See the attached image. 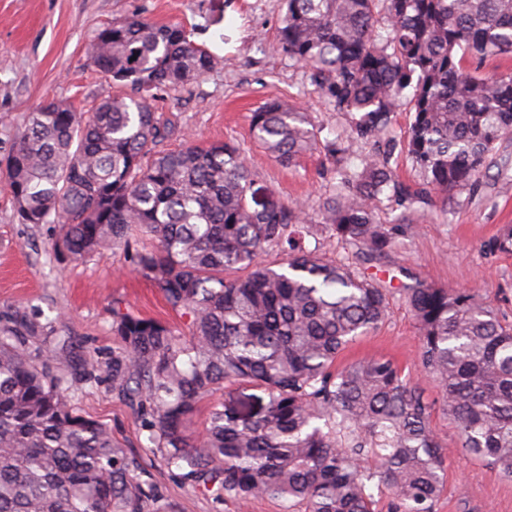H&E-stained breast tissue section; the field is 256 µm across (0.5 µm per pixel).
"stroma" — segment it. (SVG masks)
<instances>
[{"label":"stroma","instance_id":"35a3bbf8","mask_svg":"<svg viewBox=\"0 0 512 512\" xmlns=\"http://www.w3.org/2000/svg\"><path fill=\"white\" fill-rule=\"evenodd\" d=\"M282 14V0H0V169L28 112L43 102L62 100L85 111L101 97L126 93V86L89 65L91 40L99 29L139 17L181 25L192 41L220 60L190 84L153 91L150 102L169 123L161 150L193 142L234 144L255 180L284 201L317 207L340 182L328 147L333 134H341L353 166L377 147L352 138L350 114L336 111L308 72L283 53L278 38ZM272 100L301 105L319 132L317 146L288 166L270 157L251 132L252 112ZM410 120V104L402 102L392 121L398 146L390 159L396 181L410 196L381 197L376 217L389 226L401 217L412 219L411 236L398 250L367 263L366 271L397 286L413 274L439 288L473 290L512 324V254L495 245L501 228L512 225V172L489 169L479 181L434 196L432 205L421 204L428 187L404 146ZM58 234L55 224L19 223L0 180V312L19 310L40 323H54L58 333L75 337L82 357L102 362L111 360L115 345L114 303L132 315L186 330L188 317L167 306L158 288L134 271L130 251L117 248L102 258L73 262L55 253ZM419 349L413 316L394 298L382 325L346 348L337 363L370 356L392 359L436 401L440 390L423 378ZM264 397L252 385L226 384L212 402L201 404L188 432L202 433L211 404L255 406ZM76 403L139 458L148 479L163 488L177 512H281L268 499L215 501L175 476L160 454L147 448L139 418L113 395L111 379L83 385ZM431 425L448 455L436 512H512V481L484 461L461 454L456 426L442 407L435 406Z\"/></svg>","mask_w":512,"mask_h":512}]
</instances>
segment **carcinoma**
<instances>
[{
	"label": "carcinoma",
	"mask_w": 512,
	"mask_h": 512,
	"mask_svg": "<svg viewBox=\"0 0 512 512\" xmlns=\"http://www.w3.org/2000/svg\"><path fill=\"white\" fill-rule=\"evenodd\" d=\"M284 2V53L352 114L357 136L394 149L392 116L411 87L407 150L427 183L446 196L478 181L512 133V73L471 75L463 61L512 54V0ZM90 63L133 94L91 112L51 100L28 113L6 164L17 219L59 225L55 251L72 261L129 249L136 230L155 238V249L135 250V270L189 317V337L115 305L112 360H82L68 378L60 359L73 337L0 314V512H175L139 459L75 407L77 385L104 375L165 466L217 501L374 512L384 489L390 512H435L447 460L430 424L435 402L390 359L336 367L396 293L462 452L512 479V324L471 290L408 274L394 292L356 268L409 237L410 225L376 220L380 196L407 195L385 158L342 170L339 191L310 213L257 183L235 146L154 150L168 124L145 94L218 65L183 27L114 22L95 35ZM251 130L282 164L318 141L307 113L279 101L252 113ZM313 220L349 242L355 262L299 249L278 268L263 263ZM39 335L44 346L29 350ZM226 382L259 386L267 402L246 415L216 406L191 439L199 402Z\"/></svg>",
	"instance_id": "cac0c4a2"
}]
</instances>
